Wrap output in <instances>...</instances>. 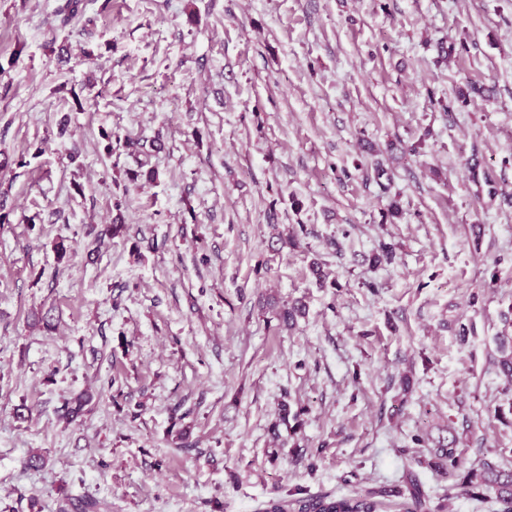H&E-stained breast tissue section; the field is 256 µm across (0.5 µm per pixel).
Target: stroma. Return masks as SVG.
Returning a JSON list of instances; mask_svg holds the SVG:
<instances>
[{
    "mask_svg": "<svg viewBox=\"0 0 512 512\" xmlns=\"http://www.w3.org/2000/svg\"><path fill=\"white\" fill-rule=\"evenodd\" d=\"M58 4L0 0V512H500L455 479L512 468V0ZM378 492L350 496L305 495L288 499L271 498L264 503L262 512H383Z\"/></svg>",
    "mask_w": 512,
    "mask_h": 512,
    "instance_id": "1",
    "label": "stroma"
}]
</instances>
